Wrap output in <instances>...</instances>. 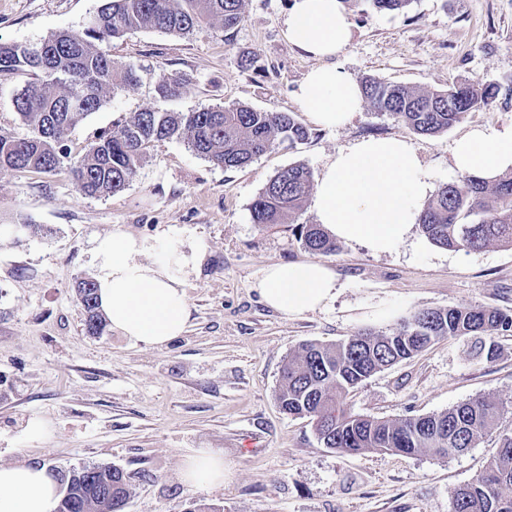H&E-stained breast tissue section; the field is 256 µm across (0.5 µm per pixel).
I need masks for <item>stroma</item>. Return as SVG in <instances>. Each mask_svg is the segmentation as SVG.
Wrapping results in <instances>:
<instances>
[{"label":"stroma","mask_w":512,"mask_h":512,"mask_svg":"<svg viewBox=\"0 0 512 512\" xmlns=\"http://www.w3.org/2000/svg\"><path fill=\"white\" fill-rule=\"evenodd\" d=\"M290 0H246L233 29L189 35L137 29L115 40L112 57L141 77L107 97L68 135L72 153L143 109L191 112L246 104L291 113L309 132L242 169H224L178 140L154 142L126 189L84 196L65 175L0 174V225H22L0 247V465L38 463L66 480L86 466H116L127 476L125 512H452V491L485 469L497 435L454 456L432 449L407 455L347 454L323 446L309 419L284 414L276 398L283 366L300 343L334 344L365 329L394 331L411 313L465 304L512 311V246L469 251L433 244L420 224L388 253L362 242L336 252L307 250L303 226L312 202L262 229L250 206L282 169L304 164L321 176L339 149L368 137H403L434 186L461 182L454 142L478 126L512 123V0H414L402 12L347 0L352 39L334 59L358 82L373 77L416 89L494 83L491 107L467 113L436 135L414 132L363 106L336 130L316 126L296 97L316 61L283 34ZM103 0H0V43L36 44L79 31ZM188 83L164 100L158 82ZM33 75L0 76V131L28 133L14 98ZM168 250L203 241L198 272L185 279L192 307L186 332L162 346L133 343L112 329L92 336L76 285L93 276L92 250L114 229ZM320 261L336 274L326 308L287 317L268 307L254 284L279 262ZM493 358L472 338L445 339L385 367L345 398L355 414L397 420L440 413L476 396L503 403L512 429V336L495 339ZM46 430L29 431L33 419ZM223 454L218 488H187L184 457Z\"/></svg>","instance_id":"stroma-1"}]
</instances>
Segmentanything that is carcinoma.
<instances>
[{
	"mask_svg": "<svg viewBox=\"0 0 512 512\" xmlns=\"http://www.w3.org/2000/svg\"><path fill=\"white\" fill-rule=\"evenodd\" d=\"M243 7L244 0H105L100 15L81 32L61 31L36 46L0 43V75L27 70L36 76L14 98L28 135L0 133V173L63 171L84 195L93 197L123 191L158 140H180L225 169L244 168L284 142L293 146L307 140V129L290 113L238 104L186 113L144 109L97 133L81 153L72 154L65 144L71 130L97 111L111 91L140 82L137 69L114 64L112 40L141 28L186 35L219 23L229 30L242 21ZM185 85L183 76H169L158 83L157 93L162 99L175 98ZM362 92L373 109L392 114L419 134L435 135L466 113L488 106L499 89L493 83L479 89L462 83L430 91L370 79ZM313 188L305 165L282 169L253 201L252 222L260 228L281 223L285 214L302 207ZM470 216L476 220L466 221ZM419 221L428 239L443 248L477 250L493 241L512 245V176L499 178L491 189L477 175L445 184ZM301 238L309 250H336L335 239L319 224L305 226ZM77 294L86 331L101 334L106 318L98 309L95 281H80ZM507 332H512L511 312L475 304L416 312L393 333L364 330L332 345L307 341L282 369L278 401L287 415L309 418L324 447L348 453L411 455L431 448L450 456L476 447L496 431L497 455L452 492L453 512H512V431L501 428V403L478 396L441 413L395 421L354 414L344 403L351 389L381 368L443 338L476 337L490 358L496 345L481 337L491 340ZM68 482V495L61 497L56 512H122L119 504L129 498L125 474L107 466L98 474L72 475ZM106 486L112 487V496L102 501Z\"/></svg>",
	"mask_w": 512,
	"mask_h": 512,
	"instance_id": "1",
	"label": "carcinoma"
}]
</instances>
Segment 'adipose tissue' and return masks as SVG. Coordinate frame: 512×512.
I'll return each mask as SVG.
<instances>
[{
    "instance_id": "ef3b65f1",
    "label": "adipose tissue",
    "mask_w": 512,
    "mask_h": 512,
    "mask_svg": "<svg viewBox=\"0 0 512 512\" xmlns=\"http://www.w3.org/2000/svg\"><path fill=\"white\" fill-rule=\"evenodd\" d=\"M290 44L316 59L298 99L313 122L333 129L360 112L361 87L333 63L349 43L352 24L342 0H292L285 20ZM453 164L462 173L493 176L512 168V124L471 130L456 141ZM433 190L429 170L404 138H368L339 150L317 183V221L336 238L363 242L377 252L406 238ZM147 240L122 230L98 238L93 252L99 305L113 331L136 343L164 345L182 335L191 317L183 277L204 249L172 252L149 262ZM255 287L269 307L298 316L336 297V274L324 263L304 261L266 267ZM224 460L199 452L186 457L182 478L192 488L222 484ZM59 486L44 466H0V512H55Z\"/></svg>"
}]
</instances>
